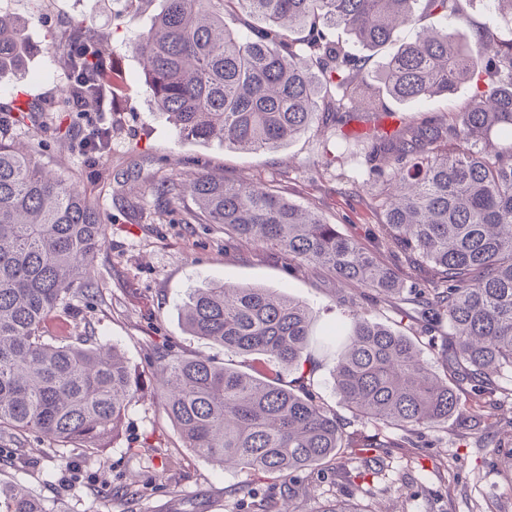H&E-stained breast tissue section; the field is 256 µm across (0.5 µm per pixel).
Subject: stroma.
I'll return each instance as SVG.
<instances>
[{"instance_id":"1","label":"stroma","mask_w":512,"mask_h":512,"mask_svg":"<svg viewBox=\"0 0 512 512\" xmlns=\"http://www.w3.org/2000/svg\"><path fill=\"white\" fill-rule=\"evenodd\" d=\"M161 7L162 0H0V11L25 21L24 36L37 47L25 71L0 75L1 111L10 108L19 90L41 105L61 97L68 74L47 43L69 18H85L101 32L113 60L112 145L99 161L88 163L70 139L52 138L42 147L32 126L14 130L37 144L42 166L111 214L105 245L94 260L97 296L77 299L76 305L83 323L116 344L144 381L122 436L102 452L56 448L32 436L0 437V482H22L50 512H253L250 499L234 495V488L249 486L275 501L288 489L287 481L198 459L154 395V369L167 355L238 363V356L191 335L183 324L189 292L205 282L281 289L312 309L318 336L341 319L342 300L351 289L325 269L302 266L271 245L232 241L217 224L183 223L187 204L180 199L155 211L159 181L177 182L187 169L203 167L231 181L267 186L292 203L315 207L339 234L357 239L381 262L401 267L406 288L426 284L423 274L407 268L403 255L378 242V188L368 165L356 156L330 162L318 128L270 151L178 139L167 115L151 102L138 61L125 49L148 30ZM474 93V83L467 82L450 96L418 104L394 100L390 106L405 122L416 123L463 111ZM365 308L372 321L428 350L431 337L408 298L375 300ZM332 366L331 358H318L313 389L348 431L358 430L359 422L331 385ZM459 394L458 411L447 423L422 429L418 447H401V430H387L383 475L343 488L332 463L303 474L304 490L290 512H324L338 500L377 512H512V400L491 407L488 395L466 384ZM489 434L501 439L499 450L483 447Z\"/></svg>"}]
</instances>
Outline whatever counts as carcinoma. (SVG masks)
Masks as SVG:
<instances>
[{
	"label": "carcinoma",
	"instance_id": "obj_1",
	"mask_svg": "<svg viewBox=\"0 0 512 512\" xmlns=\"http://www.w3.org/2000/svg\"><path fill=\"white\" fill-rule=\"evenodd\" d=\"M479 1L512 24V0H424L450 20L401 45L381 74L399 101L451 94L472 80L477 98L391 133L379 130L389 111L362 108L372 90L369 59L330 39L343 26L377 50L396 31L417 24V0H162L147 33L128 51L144 70L154 105L180 136L218 140L243 151L273 150L317 123L329 132L336 157L365 155L380 186L381 242L412 267H429L432 287L416 292L428 332L448 326L436 357L477 392L512 373V144L488 152L493 130L512 135V40L489 26L459 43L453 24ZM254 15L264 26L241 32L227 11ZM23 22L0 11V73L25 68L33 48ZM48 48L80 84L64 90L50 112H85L105 97L112 60L81 18L51 37ZM0 116V433L39 436L97 450L119 436L141 393L140 376L112 345L80 328L73 295L95 289L91 267L105 244L106 218L76 188L45 173L35 150L13 141L18 123H38L46 136L71 127L39 120L43 108L16 98ZM112 130L104 123L74 139L91 157L106 154ZM157 204L188 197L190 218L219 224L224 233L270 242L300 264L388 299L402 292L396 272L360 243L338 234L309 207L273 190L191 169L179 183L161 182ZM348 322L314 337V316L302 301L276 288L209 281L188 296L187 330L244 359L265 355L272 368L249 373L209 357H166L156 370V394L186 447L219 466L278 473L288 480L327 459L352 486L364 476L344 449L388 448L383 430L408 433L458 409L456 390L439 377L407 336L373 322L345 299ZM64 311L75 336L48 335ZM334 356L333 388L353 416L374 433L345 430L313 392L314 351ZM297 373L285 382L278 368ZM0 512H48L43 499L19 483L0 482Z\"/></svg>",
	"mask_w": 512,
	"mask_h": 512
}]
</instances>
